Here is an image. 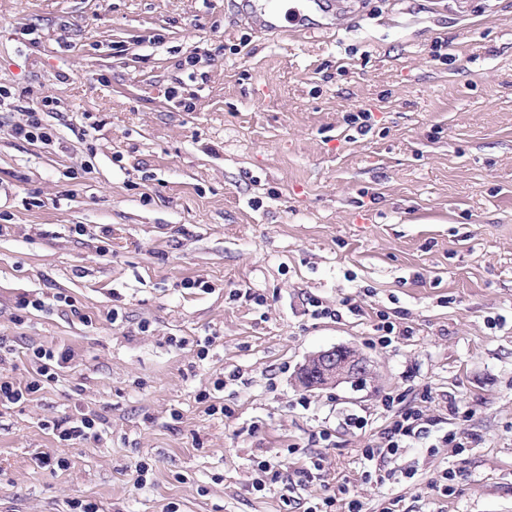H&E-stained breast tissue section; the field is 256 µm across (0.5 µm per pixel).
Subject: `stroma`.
<instances>
[{
  "label": "stroma",
  "mask_w": 512,
  "mask_h": 512,
  "mask_svg": "<svg viewBox=\"0 0 512 512\" xmlns=\"http://www.w3.org/2000/svg\"><path fill=\"white\" fill-rule=\"evenodd\" d=\"M335 2L327 37L286 40L243 0H0V375L74 354L0 407V512H512V0ZM46 96L52 143L15 137ZM382 312L409 335L381 346ZM338 345L371 378L300 388ZM396 394L431 426L380 484L361 450ZM80 411L105 433L60 447L52 424ZM314 456L294 500L255 490V461ZM31 360L35 366V375L23 386L8 377L0 376V405L17 404L43 389L45 383L58 378V371L65 368L73 358L68 351H55L51 348L33 349Z\"/></svg>",
  "instance_id": "1"
}]
</instances>
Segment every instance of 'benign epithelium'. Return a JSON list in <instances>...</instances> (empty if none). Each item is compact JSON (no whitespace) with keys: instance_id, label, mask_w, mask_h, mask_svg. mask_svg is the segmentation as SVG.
Wrapping results in <instances>:
<instances>
[{"instance_id":"benign-epithelium-1","label":"benign epithelium","mask_w":512,"mask_h":512,"mask_svg":"<svg viewBox=\"0 0 512 512\" xmlns=\"http://www.w3.org/2000/svg\"><path fill=\"white\" fill-rule=\"evenodd\" d=\"M367 360L348 347H332L307 356L298 370V383L304 388L333 387L367 377Z\"/></svg>"}]
</instances>
